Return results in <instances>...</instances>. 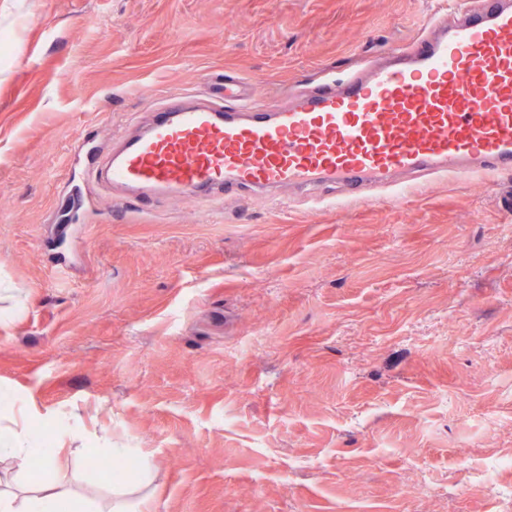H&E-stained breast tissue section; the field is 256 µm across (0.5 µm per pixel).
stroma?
<instances>
[{"label": "stroma", "mask_w": 512, "mask_h": 512, "mask_svg": "<svg viewBox=\"0 0 512 512\" xmlns=\"http://www.w3.org/2000/svg\"><path fill=\"white\" fill-rule=\"evenodd\" d=\"M434 0H0V388L141 448L148 512H506L512 210L504 176L337 205L114 209L79 137L235 73L266 102L410 46ZM482 462L492 472L474 473Z\"/></svg>", "instance_id": "1"}]
</instances>
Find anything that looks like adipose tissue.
<instances>
[{
  "mask_svg": "<svg viewBox=\"0 0 512 512\" xmlns=\"http://www.w3.org/2000/svg\"><path fill=\"white\" fill-rule=\"evenodd\" d=\"M77 440L60 421L39 420L16 394L0 391V464H8L23 475L19 486L0 480V512H59L62 501L73 492L60 472L65 462L62 453ZM40 458L44 474L35 481L25 474L32 458Z\"/></svg>",
  "mask_w": 512,
  "mask_h": 512,
  "instance_id": "obj_1",
  "label": "adipose tissue"
}]
</instances>
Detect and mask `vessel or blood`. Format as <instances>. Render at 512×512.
<instances>
[{"label":"vessel or blood","mask_w":512,"mask_h":512,"mask_svg":"<svg viewBox=\"0 0 512 512\" xmlns=\"http://www.w3.org/2000/svg\"><path fill=\"white\" fill-rule=\"evenodd\" d=\"M225 75L204 104L172 98L111 154L81 138L78 158L123 203L193 195L244 202L289 191L324 204V185L399 191L420 177L512 175V0L434 11L411 49L389 44L274 109Z\"/></svg>","instance_id":"vessel-or-blood-1"}]
</instances>
